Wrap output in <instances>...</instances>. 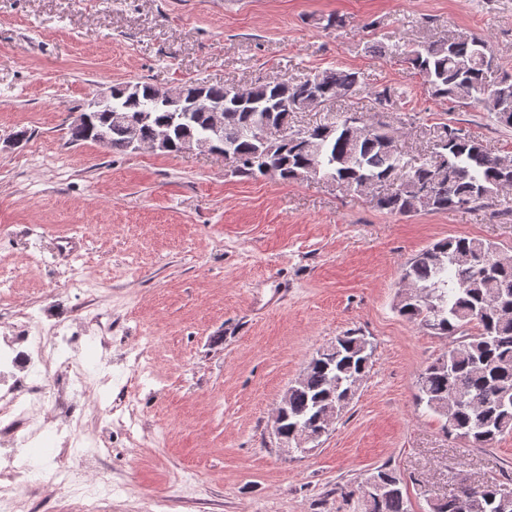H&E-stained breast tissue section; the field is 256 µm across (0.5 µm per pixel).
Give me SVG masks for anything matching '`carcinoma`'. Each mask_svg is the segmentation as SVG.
Wrapping results in <instances>:
<instances>
[{
	"label": "carcinoma",
	"instance_id": "1",
	"mask_svg": "<svg viewBox=\"0 0 512 512\" xmlns=\"http://www.w3.org/2000/svg\"><path fill=\"white\" fill-rule=\"evenodd\" d=\"M403 62L419 75L435 98L459 106L481 107L496 122L512 128V73L490 83L485 57H493L489 41L459 34L425 44H408ZM361 84V74L343 67L316 70L301 78L274 77L234 96L235 86L202 83L208 96L224 103V140L215 143L239 175L278 170L284 181L325 178L345 194L380 188L375 205L391 214L421 210L440 212L475 209L498 201L502 173L497 154L483 141L462 130L442 127L435 151L419 164L399 146L398 131L386 120L397 103L395 92L383 86L371 92L373 115L359 129L342 111L331 120L291 129L295 112L320 108ZM157 86L129 82L114 87L112 113L136 126L141 141H153L161 130L179 152L186 136L211 135L209 113L170 112L157 97ZM104 148L128 150L126 138L106 133ZM409 293H399L396 308L408 321L453 338L448 349L421 370L416 401L445 419L450 435L475 447L512 434V249L467 236L438 241L408 261L402 269ZM322 357L306 369L302 381L288 391V417L282 423L288 440L317 423V401L333 390L324 405L341 414L367 372L373 344L354 331L321 347ZM390 476L395 485L363 502L364 512H408L400 477L387 466L372 472ZM431 512H512L502 504L494 482L460 484L458 493L431 504Z\"/></svg>",
	"mask_w": 512,
	"mask_h": 512
}]
</instances>
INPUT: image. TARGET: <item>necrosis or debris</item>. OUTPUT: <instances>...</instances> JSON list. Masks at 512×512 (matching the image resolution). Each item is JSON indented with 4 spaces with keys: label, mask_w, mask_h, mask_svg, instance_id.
Returning <instances> with one entry per match:
<instances>
[{
    "label": "necrosis or debris",
    "mask_w": 512,
    "mask_h": 512,
    "mask_svg": "<svg viewBox=\"0 0 512 512\" xmlns=\"http://www.w3.org/2000/svg\"><path fill=\"white\" fill-rule=\"evenodd\" d=\"M72 320L68 311L48 318L33 302L23 324L0 326V512H19L32 491L23 479L29 448L50 433L65 448L78 442L75 400L90 397L92 383Z\"/></svg>",
    "instance_id": "1"
}]
</instances>
